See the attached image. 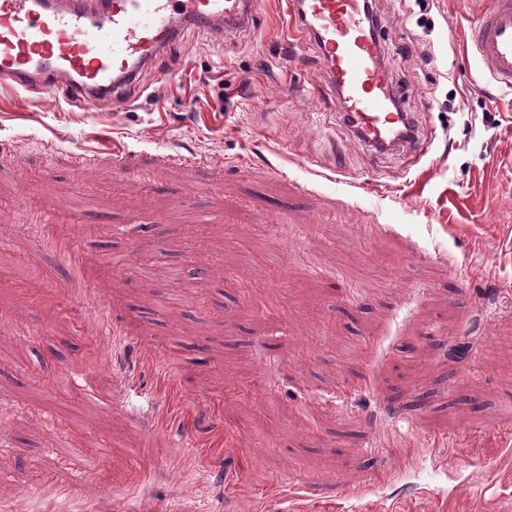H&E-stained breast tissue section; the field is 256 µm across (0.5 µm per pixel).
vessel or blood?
Masks as SVG:
<instances>
[{
  "mask_svg": "<svg viewBox=\"0 0 512 512\" xmlns=\"http://www.w3.org/2000/svg\"><path fill=\"white\" fill-rule=\"evenodd\" d=\"M259 0H0V80L16 90L62 88L91 110L126 100L143 70L181 29L213 36L250 33ZM367 0H291L289 15L316 39L337 108L358 145L381 149L398 138L420 157L428 146L405 131L399 97L383 62ZM472 52L498 87L512 89V0H491L474 21Z\"/></svg>",
  "mask_w": 512,
  "mask_h": 512,
  "instance_id": "obj_1",
  "label": "vessel or blood"
}]
</instances>
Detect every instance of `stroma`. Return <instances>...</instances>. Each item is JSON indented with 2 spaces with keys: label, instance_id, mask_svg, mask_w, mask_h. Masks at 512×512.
<instances>
[{
  "label": "stroma",
  "instance_id": "stroma-1",
  "mask_svg": "<svg viewBox=\"0 0 512 512\" xmlns=\"http://www.w3.org/2000/svg\"><path fill=\"white\" fill-rule=\"evenodd\" d=\"M488 5L376 0L416 160L354 143L286 0L246 36L185 31L128 108L0 86V512H512Z\"/></svg>",
  "mask_w": 512,
  "mask_h": 512
}]
</instances>
